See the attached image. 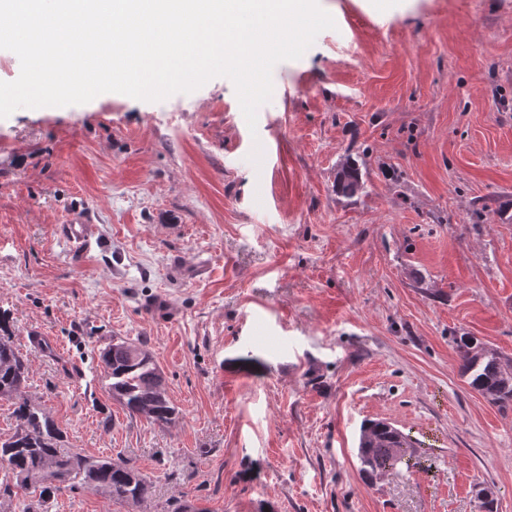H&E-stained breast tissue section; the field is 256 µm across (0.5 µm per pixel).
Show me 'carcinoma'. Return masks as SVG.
<instances>
[{
  "instance_id": "cac0c4a2",
  "label": "carcinoma",
  "mask_w": 512,
  "mask_h": 512,
  "mask_svg": "<svg viewBox=\"0 0 512 512\" xmlns=\"http://www.w3.org/2000/svg\"><path fill=\"white\" fill-rule=\"evenodd\" d=\"M365 189L360 168L342 167L336 191L355 196ZM459 369L467 384L489 403L501 409L512 407V359L473 336L455 339ZM99 366L108 380L112 398L131 416H144L157 424H169L176 416L165 378L153 357L140 342L114 341L99 351ZM30 373L28 359L14 344L9 316L0 313V399L13 401L16 431L0 439V467L16 485L38 494L42 512H48L55 494L75 484L88 487L104 498L137 505L147 499L150 484L145 476L125 462L88 458L63 448V433L53 417L33 405L24 389ZM401 449L400 462L407 468L424 466L416 454L411 434L383 420H369L360 429L358 453L361 471L369 476L394 464L392 450Z\"/></svg>"
}]
</instances>
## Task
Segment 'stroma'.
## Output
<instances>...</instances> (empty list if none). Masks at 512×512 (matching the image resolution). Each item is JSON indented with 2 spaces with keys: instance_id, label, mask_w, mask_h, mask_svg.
I'll return each mask as SVG.
<instances>
[{
  "instance_id": "35a3bbf8",
  "label": "stroma",
  "mask_w": 512,
  "mask_h": 512,
  "mask_svg": "<svg viewBox=\"0 0 512 512\" xmlns=\"http://www.w3.org/2000/svg\"><path fill=\"white\" fill-rule=\"evenodd\" d=\"M319 3L336 26L274 67L256 129L225 77L0 118V308L26 392L64 447L152 484L135 510L80 485L49 512H479L481 489L512 512V408L454 344L512 358V0ZM80 218L85 255L58 234ZM116 338L144 343L175 422L113 400ZM366 419L430 467L365 480ZM365 189L360 168L355 163L347 162L342 167L336 181V191L345 196H355ZM459 369L467 384L489 403L501 409L512 407V373L506 359L494 348L482 344L473 336L455 339Z\"/></svg>"
}]
</instances>
